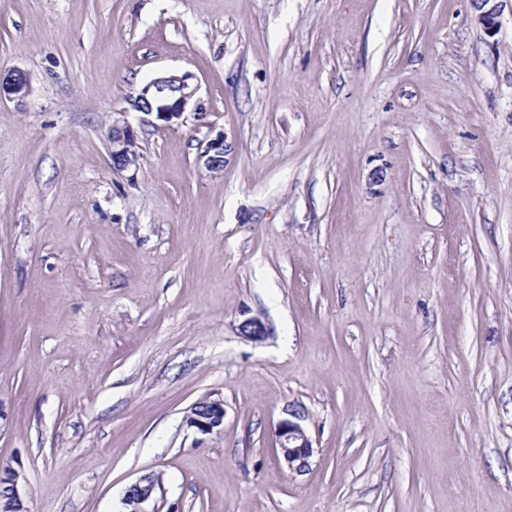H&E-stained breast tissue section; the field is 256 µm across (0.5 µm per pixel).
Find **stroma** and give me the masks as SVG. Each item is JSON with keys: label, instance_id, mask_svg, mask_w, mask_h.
Returning <instances> with one entry per match:
<instances>
[{"label": "stroma", "instance_id": "obj_1", "mask_svg": "<svg viewBox=\"0 0 512 512\" xmlns=\"http://www.w3.org/2000/svg\"><path fill=\"white\" fill-rule=\"evenodd\" d=\"M15 69L0 465L28 512H123L148 472L161 512H512L511 10L490 37L470 0H0ZM163 72L208 124L133 108ZM206 398L220 433L185 423ZM108 139L113 168L125 170L137 165L138 154L134 149L133 133L124 120H113ZM199 162L211 173H217L224 168V137L217 135L208 141L203 152L200 153ZM296 420H283L276 428L278 452L288 470L301 472L309 464L313 455V444L304 427L298 422L296 413L291 414Z\"/></svg>", "mask_w": 512, "mask_h": 512}]
</instances>
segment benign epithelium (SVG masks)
I'll return each instance as SVG.
<instances>
[{
	"label": "benign epithelium",
	"instance_id": "7a95c632",
	"mask_svg": "<svg viewBox=\"0 0 512 512\" xmlns=\"http://www.w3.org/2000/svg\"><path fill=\"white\" fill-rule=\"evenodd\" d=\"M476 11L475 19L487 33L494 34L500 27V9L495 0H472ZM24 97L30 91L26 73L15 71L6 81H0V92ZM197 87L188 82L185 75L162 73L146 84L133 100L132 106L139 112L156 113L161 120L171 123L182 119ZM112 167L125 170L137 165L131 128L120 119L112 121L108 135ZM199 161L211 173L224 168V135L219 134L208 141ZM242 336L261 340L269 335L267 327L255 318L243 321L238 328ZM292 418L281 421L276 428L278 452L288 470L300 472L309 464L313 455V444L304 427ZM186 424L202 434L220 433L224 427V402L208 399L196 403L186 417ZM24 477L16 469L0 467V497L5 500L8 512H28L24 505ZM163 487L157 485L153 475L146 473L129 484L124 492L122 503L125 512H160V498Z\"/></svg>",
	"mask_w": 512,
	"mask_h": 512
}]
</instances>
